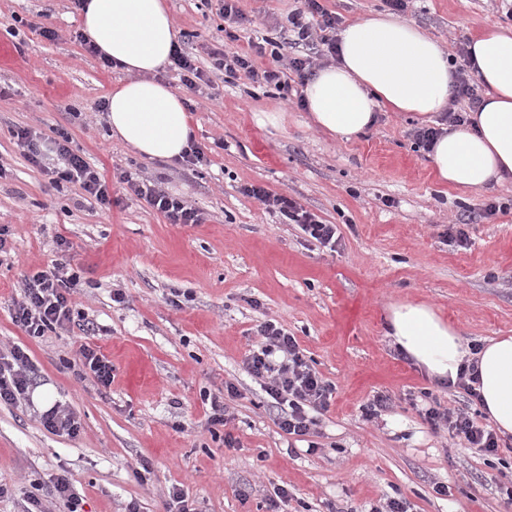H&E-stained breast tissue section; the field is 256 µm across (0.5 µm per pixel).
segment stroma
<instances>
[{
    "label": "stroma",
    "mask_w": 512,
    "mask_h": 512,
    "mask_svg": "<svg viewBox=\"0 0 512 512\" xmlns=\"http://www.w3.org/2000/svg\"><path fill=\"white\" fill-rule=\"evenodd\" d=\"M185 47L210 78L188 93L173 70L158 80L189 106L208 164L186 167L137 155L112 139L98 105L129 75L104 67L75 39L71 0H0V353L28 349L35 386L26 401L0 403V512H23L37 492L59 512L52 479L68 471L80 512H165L180 488L198 512H512V437L488 455L420 417L413 400L429 391L443 407L487 419L460 387L431 383L385 334L395 302L433 305L466 345L512 335V210L477 221L460 246L449 224L512 186L461 191L439 183L411 131L419 118L381 112L365 136L320 133L298 104L213 69L210 53L233 54L248 39L282 40L297 0H240L249 20L229 40L216 0H166ZM404 19L457 55L486 26L512 29L498 0H410ZM56 39L43 37V29ZM280 112L284 127L259 126ZM29 127L68 132L71 147L105 176L119 170L158 182L199 208L200 224H171L144 201L112 185L104 207L79 184L52 188L12 136ZM259 183L294 197L336 225L335 248L283 223L241 186ZM83 281L74 311L93 322L40 338L12 320L27 275L51 265L59 243ZM122 290L125 303L113 302ZM271 320L295 336L309 363L336 390L318 417L313 442L275 422L263 383L243 360L256 329ZM112 364L104 388L74 368L76 336ZM226 426L209 427L205 393L223 391ZM390 398L365 420L373 396ZM79 417L77 437L38 420L43 402ZM234 448H226L225 437ZM149 463L146 481L134 471ZM286 489L287 498L277 495Z\"/></svg>",
    "instance_id": "1"
}]
</instances>
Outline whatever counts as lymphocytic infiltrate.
<instances>
[{
	"instance_id": "obj_1",
	"label": "lymphocytic infiltrate",
	"mask_w": 512,
	"mask_h": 512,
	"mask_svg": "<svg viewBox=\"0 0 512 512\" xmlns=\"http://www.w3.org/2000/svg\"><path fill=\"white\" fill-rule=\"evenodd\" d=\"M294 37L288 43L271 39L249 42L247 51L229 56L214 52L216 68L229 75H243L251 84L288 89L287 73H295L299 81H307L318 60L338 54L335 39L328 33L336 27V17L329 13L321 0H301V6L287 17ZM295 48V55L284 54V47ZM270 56L271 66L260 68L256 58ZM460 62L455 71L452 106L444 116L445 122L458 125L464 122L468 110L480 102L479 87L468 78L473 64L470 51L460 50ZM14 138L28 160L44 168L54 186L79 184L83 191L100 205L113 203L110 186L95 167L75 153L70 138L60 133L45 137L28 128L14 131ZM118 183L127 191L145 201L164 215L172 224H199L204 214L186 201L170 195L144 178L127 172L116 175ZM243 192L256 200L266 211L280 214L287 223L298 225L309 239L320 245L336 244L337 227L326 224L317 215L305 210L294 199L270 192L257 184L244 186ZM81 286V276L66 259L54 260L51 268L29 275L22 288V296L13 309V321L27 336L39 338L71 326L74 321L71 297ZM259 340L244 358L248 374L263 380L264 390L276 411V423L286 434L298 437L313 434L317 425L316 413L328 409L335 387L324 380L308 363L294 336L282 326L267 321L257 329ZM34 385L33 365L25 347L13 346L8 354H0V402L15 403L27 398ZM421 415L432 429H446L463 436L471 447L488 454L499 449L497 434L480 425L467 413L442 407L437 398H430Z\"/></svg>"
}]
</instances>
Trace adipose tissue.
<instances>
[{"instance_id": "ef3b65f1", "label": "adipose tissue", "mask_w": 512, "mask_h": 512, "mask_svg": "<svg viewBox=\"0 0 512 512\" xmlns=\"http://www.w3.org/2000/svg\"><path fill=\"white\" fill-rule=\"evenodd\" d=\"M82 30L130 73L106 96L112 135L149 159L181 157L193 135L183 98L154 75L165 67L177 31L165 0H85ZM339 60L303 90L315 126L332 136L365 133L378 109L430 119L448 104L451 64L416 24L369 14L338 33ZM485 88L467 124L444 127L429 157L437 180L460 190L512 184V29L488 27L470 45ZM386 334L435 383L457 384L465 360L479 374V407L502 436H512V336L466 355L459 329L426 303L390 305Z\"/></svg>"}]
</instances>
